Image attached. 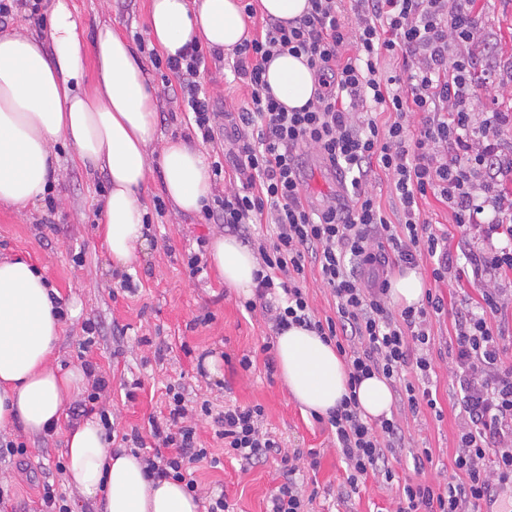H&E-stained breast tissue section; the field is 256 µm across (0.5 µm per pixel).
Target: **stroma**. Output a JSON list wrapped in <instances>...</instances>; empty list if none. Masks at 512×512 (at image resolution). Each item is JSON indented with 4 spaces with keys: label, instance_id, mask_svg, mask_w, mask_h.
Listing matches in <instances>:
<instances>
[{
    "label": "stroma",
    "instance_id": "stroma-1",
    "mask_svg": "<svg viewBox=\"0 0 512 512\" xmlns=\"http://www.w3.org/2000/svg\"><path fill=\"white\" fill-rule=\"evenodd\" d=\"M151 0H67L77 23L81 40L91 44L99 23H111L128 41L150 39ZM147 76L157 91L158 135L161 138H190L194 131L179 105L168 98L167 82L159 70L146 66ZM202 82L218 110H235L245 91L234 81L224 63L209 64ZM64 178L50 193L55 211L44 201L24 206H0V256H19L43 270L49 287L59 293L64 308V329L55 357L61 365H83L91 361L110 381L102 404L112 414L116 434L139 429L147 432V417L159 407L166 385H184L194 403L210 402L214 409L227 405H262L264 424L279 440L283 452L293 449L319 451L317 469L302 468L299 479L315 498L309 512H392L397 485L374 478L359 482L355 493H348L347 467L336 451L334 435L327 422L317 421L292 400L278 373L265 367V342L276 333L261 313L244 310V296L227 287L214 262L189 276L188 253L197 251L199 242H210L222 233L223 225L211 224L203 214L189 213L180 218L171 214L158 217L154 201L164 198L161 176H153L143 192L146 212L152 219L144 242L137 245L132 262L116 267L104 243L103 225L94 214L100 211L109 182L104 172H88L75 158L70 144L57 142ZM433 262L423 261L418 271L426 288L441 292L449 307L447 314L433 319L430 355L441 414L422 409L411 414L393 402L405 430L403 448L397 449L396 470L400 479L410 482L445 483L451 472L459 429L457 398L453 378L450 338L453 336V307L464 299L478 298L476 285L459 268L449 269L444 281L435 282ZM129 276L133 292L114 293L121 276ZM209 316L207 324H196L197 316ZM100 327V338L88 352H80L86 323ZM253 361L243 370L242 357ZM142 386L135 400L124 397V386L132 380ZM196 423L202 443L219 455L218 467L203 466L196 474L203 495L224 489L232 512H265L269 496L280 483L275 463L242 469L226 456L222 442L213 436L209 419ZM25 442L27 462L16 457L0 458V472L14 476L6 512H35L38 485L55 475V464L64 455V436H30L22 428L0 432V441ZM429 449L430 462L416 469L413 456Z\"/></svg>",
    "mask_w": 512,
    "mask_h": 512
}]
</instances>
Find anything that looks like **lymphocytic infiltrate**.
<instances>
[{
	"label": "lymphocytic infiltrate",
	"instance_id": "obj_1",
	"mask_svg": "<svg viewBox=\"0 0 512 512\" xmlns=\"http://www.w3.org/2000/svg\"><path fill=\"white\" fill-rule=\"evenodd\" d=\"M259 30L231 52L230 68L246 88L237 111L215 109L202 75L220 49L200 41L175 56L152 49L155 69L166 70L174 99L191 114L202 143L223 139L224 152L212 173L226 178L223 197L205 204V219L255 242L260 268L247 312H261L273 330L297 325L333 344L348 371V392L329 413L336 450L347 464L346 482L397 477L391 453L404 447L398 415L364 417L357 388L371 375L396 384L411 413L436 409L426 355L430 321L445 311L443 295L426 293L421 306L396 311L386 302L388 281L382 272L392 263L417 266L434 260L435 281L465 261L479 299L457 312L450 344L461 424L452 474L445 487L407 483L394 512H481L495 503L503 485L512 483V363L502 358L512 345V200L501 188L502 158L494 143L512 136V115L500 112L475 121L498 54L482 22L476 0H309L300 18L261 20ZM305 57L314 71L312 101L288 109L265 79L279 55ZM389 57L402 75L382 76L378 63ZM409 84L408 94L397 88ZM389 112L393 121L378 123ZM419 115L418 134L407 132ZM311 148L343 178L342 204L312 210L301 179V151ZM387 172L402 205V223H392L371 190L378 172ZM434 194L446 204L457 239L435 234L422 219L417 199ZM492 210L489 232L503 236L501 248H481L472 231L485 210ZM265 234L255 235V225ZM315 271L330 291L334 316H316L307 293V273ZM413 368L416 381L402 376ZM166 410L149 415L145 443L139 429L123 442L143 450L150 476L198 490L194 478L202 464H216L192 422L193 411L210 417L224 452L257 467L280 460L281 483L266 512H306L299 461L317 467L316 451L285 454L265 430L261 405L228 406L213 411L209 402L192 409L183 387L168 386Z\"/></svg>",
	"mask_w": 512,
	"mask_h": 512
}]
</instances>
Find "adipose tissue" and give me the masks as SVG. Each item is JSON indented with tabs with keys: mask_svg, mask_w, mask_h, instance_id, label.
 Instances as JSON below:
<instances>
[{
	"mask_svg": "<svg viewBox=\"0 0 512 512\" xmlns=\"http://www.w3.org/2000/svg\"><path fill=\"white\" fill-rule=\"evenodd\" d=\"M149 24L166 54L192 39L221 50L247 35L239 0H151ZM53 53L31 33L0 36V206L41 199L62 169L53 145L65 141L78 161L107 173L104 237L117 265H127L144 239L141 190L152 178L150 153H158L163 189L175 213L200 211L213 195L204 151L185 140H159L155 94L132 45L101 23L91 48L94 79L80 86L84 51L65 0L51 17ZM266 80L287 108L312 100L315 76L305 58L288 54L267 66ZM210 256L228 287L251 293L259 262L237 238L215 235ZM63 332L53 291L28 260L0 258V431L22 423L31 435L59 427L66 399L89 379L82 367L62 368L53 358ZM276 360L293 400L328 415L347 393V371L333 345L314 331L291 326L276 336ZM364 416L389 415L393 393L380 375L357 388ZM64 481L86 498L104 496L105 512H199L200 498L181 483L147 478L140 456L110 455L107 431L90 416L65 432Z\"/></svg>",
	"mask_w": 512,
	"mask_h": 512,
	"instance_id": "1",
	"label": "adipose tissue"
}]
</instances>
